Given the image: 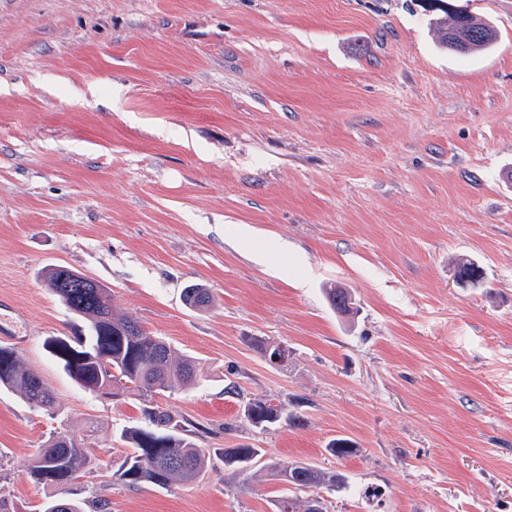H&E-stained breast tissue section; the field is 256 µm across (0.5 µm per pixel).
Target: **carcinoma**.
Here are the masks:
<instances>
[{
	"label": "carcinoma",
	"mask_w": 512,
	"mask_h": 512,
	"mask_svg": "<svg viewBox=\"0 0 512 512\" xmlns=\"http://www.w3.org/2000/svg\"><path fill=\"white\" fill-rule=\"evenodd\" d=\"M425 11L432 14L429 25L439 34L438 44L448 49V31L465 23L473 35L462 54L483 50L496 42L498 32L485 19L459 11L452 0H422ZM461 281L477 284L483 280L481 267L469 259L455 265ZM67 274L63 265L45 268L41 276L48 288L72 313L87 324V334L74 338L51 337L46 346L62 364L67 375L83 390L97 393L109 386L138 391L144 402L145 424L125 429L120 439L131 449L115 473L116 479L129 487L150 483L167 487L194 480L205 468L209 456L189 439L187 429L172 415L153 405L155 396L193 387L198 382L194 358L178 353L168 342L153 336L132 319L112 308L110 290L95 295L77 288L59 287ZM184 304L197 311L215 306L210 290L192 285L183 292ZM15 390L33 407L48 416L55 414V402L48 383L29 369L15 350L0 347V386ZM253 425L274 424L281 419L296 422L298 416L284 414V408L265 400H252L244 411ZM326 451L337 459L356 455L360 448L348 438L330 441ZM260 456L257 448H231L223 459L239 467L251 465ZM88 459L75 440L65 434L51 435L36 450L28 471L29 478L46 488H62L76 482L87 467ZM273 476L288 485V491L304 492L325 488L339 492L346 488L344 475L325 471L303 462L272 468ZM106 512L107 503L98 500L50 498L43 512Z\"/></svg>",
	"instance_id": "carcinoma-1"
}]
</instances>
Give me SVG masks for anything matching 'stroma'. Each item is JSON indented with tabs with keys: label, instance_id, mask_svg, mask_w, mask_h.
Segmentation results:
<instances>
[{
	"label": "stroma",
	"instance_id": "stroma-1",
	"mask_svg": "<svg viewBox=\"0 0 512 512\" xmlns=\"http://www.w3.org/2000/svg\"><path fill=\"white\" fill-rule=\"evenodd\" d=\"M455 3L490 49H441L420 0H0V319L56 406L0 387V512H42L27 471L55 432L108 512H274L267 470L294 461L347 476L328 512H512V0ZM51 265L196 360L157 399L213 455L193 482L116 480L141 403L45 350L83 327ZM252 399L301 425L252 426ZM341 436L357 455L326 453ZM241 446L238 474L218 455ZM183 302L188 308L197 311H206L215 306L210 290L199 285H192L184 289Z\"/></svg>",
	"mask_w": 512,
	"mask_h": 512
}]
</instances>
